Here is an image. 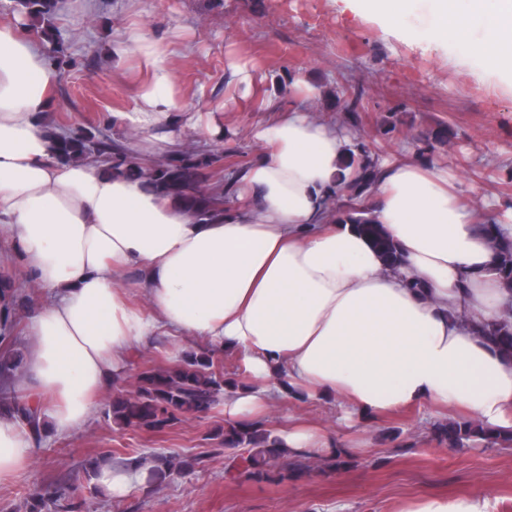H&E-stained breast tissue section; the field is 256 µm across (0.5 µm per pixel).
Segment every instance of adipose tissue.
<instances>
[{"instance_id":"obj_1","label":"adipose tissue","mask_w":512,"mask_h":512,"mask_svg":"<svg viewBox=\"0 0 512 512\" xmlns=\"http://www.w3.org/2000/svg\"><path fill=\"white\" fill-rule=\"evenodd\" d=\"M430 3L428 39L474 45L512 86V0ZM124 38L150 72L139 106L118 115L139 135L129 148L177 150L183 115L168 47L135 29ZM56 82L38 43L0 26V230L51 293L29 325L28 378L55 430L84 425L135 347L161 330L239 357L253 383L225 402L231 419L325 396L362 415L427 403L512 426V357L472 331L512 307L480 230L497 217L463 204L446 172L394 161L361 200L404 256L391 268L329 213L350 144L341 127L280 109L254 133L266 151L238 178L239 208L198 221L138 179L58 163L40 124ZM498 226L512 239L511 224ZM131 271L145 306L127 299ZM280 438L313 457L334 446L298 421ZM36 439L0 419V482L28 463Z\"/></svg>"}]
</instances>
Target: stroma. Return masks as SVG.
Segmentation results:
<instances>
[{
	"label": "stroma",
	"instance_id": "1",
	"mask_svg": "<svg viewBox=\"0 0 512 512\" xmlns=\"http://www.w3.org/2000/svg\"><path fill=\"white\" fill-rule=\"evenodd\" d=\"M54 25L67 46V63L58 66V83L45 114L49 124L72 129L94 127L112 138L133 134L117 119L140 101L149 74L123 39L138 28L149 39L164 37L172 54L184 109L220 112L224 136L207 141L186 127L175 133L196 153H224L220 175L231 178L262 153L253 133L269 115L271 100L296 104V78L315 89L305 108L317 120L336 123L352 141L379 148V159L410 158L447 171L463 198L512 221V87L486 71L474 50L456 43L436 46L420 35L419 19L428 11L418 0L401 32L388 31L357 10L352 0H59ZM246 64L254 95L224 104L230 63ZM367 88L364 110L356 118L331 108L337 83ZM452 133L448 145L429 148L426 137L437 125ZM14 243L0 238V275L17 291L32 293L28 308L17 311L13 346L31 348L27 326L45 290H32L30 271L13 258ZM197 339L157 336L132 355L122 384L148 366L166 367ZM297 415L328 430L341 452L330 468L303 460L302 470L270 484L244 476L241 449L214 437L227 419L223 407L186 415L161 430L120 428L97 407L80 428L46 429L33 459L0 483V512H32L31 496L47 486L73 489L71 498L47 496L41 512H409L429 499L479 497L487 512H512V447L475 444L449 449L434 433L436 424L466 420L457 410L426 404L379 415L351 412L337 398L279 403L264 419L274 430ZM111 452L113 468L126 461L177 452L191 461L185 475L158 487L139 485L120 497L95 494L82 470L86 459Z\"/></svg>",
	"mask_w": 512,
	"mask_h": 512
}]
</instances>
